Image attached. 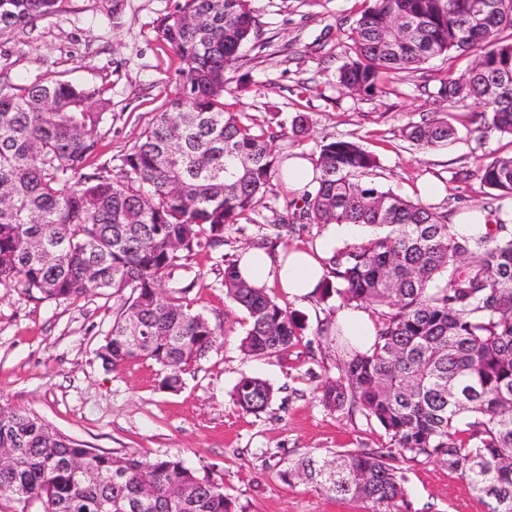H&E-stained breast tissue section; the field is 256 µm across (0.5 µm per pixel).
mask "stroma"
Returning <instances> with one entry per match:
<instances>
[{"instance_id": "obj_1", "label": "stroma", "mask_w": 512, "mask_h": 512, "mask_svg": "<svg viewBox=\"0 0 512 512\" xmlns=\"http://www.w3.org/2000/svg\"><path fill=\"white\" fill-rule=\"evenodd\" d=\"M170 0H61L58 12L24 34L0 33V80L31 84L47 77L103 88L112 101L96 133L98 168L124 154L171 97L182 64L156 39L158 18ZM260 38L246 47L236 71L226 73L224 101L250 122L278 121L291 127L305 115L306 138H279L280 159L310 156L319 145L352 140L376 155V180L415 200L421 186L437 185L434 205L457 215L493 209L472 173L483 161L506 153L497 136L474 133L463 140L421 149L402 129L430 118L439 108L429 96L447 71H463L468 57L454 63L436 58L405 74L392 92L355 94L337 86L336 73L347 49L340 31L353 27L361 0H257ZM469 179H456L458 171ZM275 179L254 213L226 232L223 246L190 257L172 286L204 311L222 334L217 349L188 367L178 390L161 384L163 373L136 360L106 369L96 356L119 308L113 299L89 296L70 303L38 300L15 288H0V407L31 412L59 432L115 455H180L210 472L224 486L237 512H368L362 502L331 499L314 488L285 483L280 472L306 454L381 448L388 439L357 413L325 409L316 386L338 374L341 342L318 335L335 321L337 300L289 296L277 283L267 292L296 311L305 330L287 357L253 359L239 349L245 314L224 299V263L250 247L306 248L323 231L298 224L275 236L268 224L291 199ZM245 376L267 380L275 397L266 410L250 414L234 400ZM408 512H488L467 482L439 460L404 463Z\"/></svg>"}]
</instances>
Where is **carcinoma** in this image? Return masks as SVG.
<instances>
[{
    "label": "carcinoma",
    "instance_id": "1",
    "mask_svg": "<svg viewBox=\"0 0 512 512\" xmlns=\"http://www.w3.org/2000/svg\"><path fill=\"white\" fill-rule=\"evenodd\" d=\"M256 0H172L156 38L181 61L174 95L139 140L91 174L97 128L111 101L97 87L47 79L0 84V288L41 300L103 296L122 301L97 358L105 367L150 360L162 385L209 356L219 326L185 302V288H159L197 253L255 212L279 175L273 128L224 111V73L259 35ZM337 81L367 95L385 80L437 57L473 51L468 69L438 80L446 104L402 137L422 149L472 133L512 138V0H364ZM58 0H0V32L52 16ZM412 25L395 31L393 20ZM317 184L286 203L273 227H373L328 260L315 294L377 317L373 347H353L341 374L317 387L334 411L360 412L389 438L386 448L305 456L280 476L331 499L394 512L404 498L400 463L438 459L489 501L512 512V210L497 208L489 232L457 236L448 213L384 190L376 156L349 140L320 146ZM480 186L512 201V154L476 170ZM224 294L246 314L240 349L288 357L304 326L265 288L224 266ZM140 339H135L134 335ZM273 386L244 377L234 389L245 412L264 411ZM0 499L41 512H125L151 490L144 512H232L224 488L177 455L114 456L52 429L38 416L0 408Z\"/></svg>",
    "mask_w": 512,
    "mask_h": 512
}]
</instances>
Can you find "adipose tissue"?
<instances>
[{"label": "adipose tissue", "mask_w": 512, "mask_h": 512, "mask_svg": "<svg viewBox=\"0 0 512 512\" xmlns=\"http://www.w3.org/2000/svg\"><path fill=\"white\" fill-rule=\"evenodd\" d=\"M344 230L341 224L328 225L314 246L306 249H288L275 255L259 249L245 250L239 264L240 274L257 287L275 281L291 296L311 295L327 271L326 262L336 248L337 235Z\"/></svg>", "instance_id": "ef3b65f1"}]
</instances>
